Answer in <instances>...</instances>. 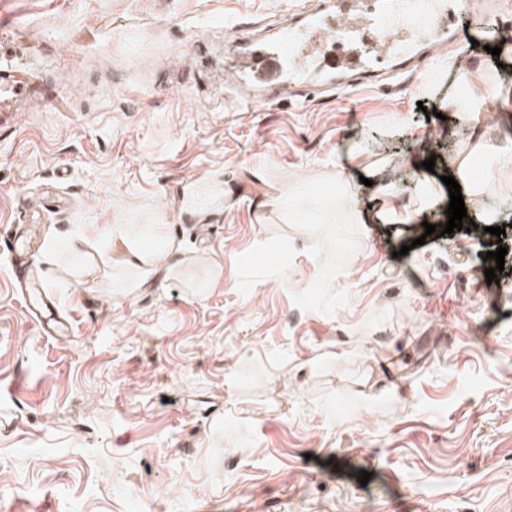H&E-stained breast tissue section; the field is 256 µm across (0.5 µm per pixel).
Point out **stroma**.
Returning a JSON list of instances; mask_svg holds the SVG:
<instances>
[{"mask_svg":"<svg viewBox=\"0 0 512 512\" xmlns=\"http://www.w3.org/2000/svg\"><path fill=\"white\" fill-rule=\"evenodd\" d=\"M296 6L0 0L49 90L0 123V232L38 226L71 325L42 336L0 255V512H512V195L422 234L473 137L497 155L472 177L512 175V121L448 109L512 96V50L488 33L384 87L239 108L226 41ZM417 178L430 210L391 213ZM113 224L180 254L105 262Z\"/></svg>","mask_w":512,"mask_h":512,"instance_id":"obj_1","label":"stroma"}]
</instances>
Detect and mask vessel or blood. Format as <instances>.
<instances>
[{"instance_id": "obj_1", "label": "vessel or blood", "mask_w": 512, "mask_h": 512, "mask_svg": "<svg viewBox=\"0 0 512 512\" xmlns=\"http://www.w3.org/2000/svg\"><path fill=\"white\" fill-rule=\"evenodd\" d=\"M472 12L471 0H331L327 9L292 14L276 46L244 24L242 39L251 52L230 66L239 86L234 101L250 107L282 100L307 77L326 92L357 79L370 82L385 70L411 69L432 47L460 42L461 20ZM25 41L23 29L1 23L0 59L19 58ZM30 87L19 78L1 88L0 112L16 111ZM0 251L8 253L12 283L41 332L65 335L64 316L40 283L36 255L7 235L0 237Z\"/></svg>"}]
</instances>
